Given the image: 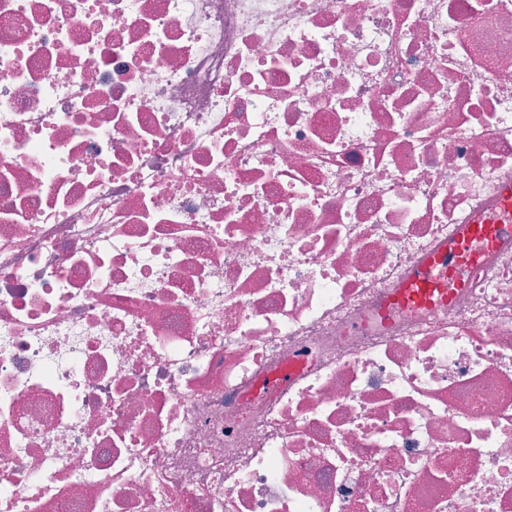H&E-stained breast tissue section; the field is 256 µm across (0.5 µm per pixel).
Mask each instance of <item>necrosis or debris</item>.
<instances>
[{"mask_svg":"<svg viewBox=\"0 0 512 512\" xmlns=\"http://www.w3.org/2000/svg\"><path fill=\"white\" fill-rule=\"evenodd\" d=\"M507 186L512 0H0V512H512Z\"/></svg>","mask_w":512,"mask_h":512,"instance_id":"1","label":"necrosis or debris"}]
</instances>
